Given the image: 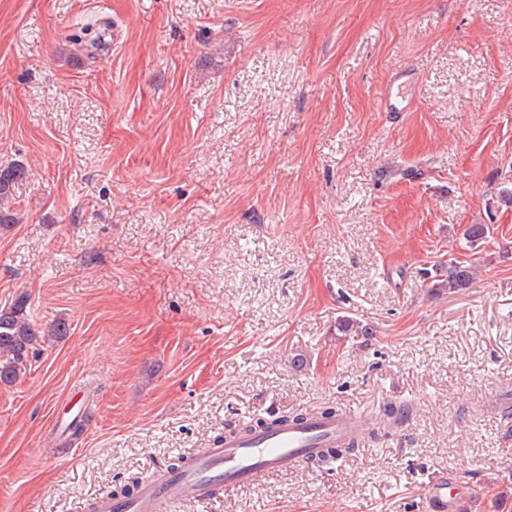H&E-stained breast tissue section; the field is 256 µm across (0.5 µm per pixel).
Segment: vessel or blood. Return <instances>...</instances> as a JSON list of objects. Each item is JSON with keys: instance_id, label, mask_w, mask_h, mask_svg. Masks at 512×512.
<instances>
[{"instance_id": "b4317fda", "label": "vessel or blood", "mask_w": 512, "mask_h": 512, "mask_svg": "<svg viewBox=\"0 0 512 512\" xmlns=\"http://www.w3.org/2000/svg\"><path fill=\"white\" fill-rule=\"evenodd\" d=\"M408 75L389 84L381 106L388 112H404L411 100L405 93ZM364 421L352 410L333 416L310 414L299 422H283L266 430L225 435L202 454L185 458L180 470L155 469L150 481L127 498L102 495L95 512H173L186 502L203 503L218 492L254 481L263 475L302 469L307 457L342 445L360 436ZM469 487L445 480L429 491V512H453L458 500L468 497Z\"/></svg>"}]
</instances>
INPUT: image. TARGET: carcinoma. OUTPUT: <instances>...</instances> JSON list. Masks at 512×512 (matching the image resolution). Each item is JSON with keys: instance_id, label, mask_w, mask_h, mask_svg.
Listing matches in <instances>:
<instances>
[{"instance_id": "cac0c4a2", "label": "carcinoma", "mask_w": 512, "mask_h": 512, "mask_svg": "<svg viewBox=\"0 0 512 512\" xmlns=\"http://www.w3.org/2000/svg\"><path fill=\"white\" fill-rule=\"evenodd\" d=\"M25 175V168L18 163L0 165V232L18 223V214L11 208L10 202L15 183ZM475 280L474 267L450 258L435 267V275L428 278V292L458 293L471 287ZM28 305L29 296L19 294L10 305L0 308V385H12L27 375L31 369L30 356L36 346L67 334L68 328L63 322L48 328L37 327L30 318ZM400 415L402 411L399 408L390 406L384 409L382 415L371 422V438L379 439L385 421ZM358 449L359 445L354 442L341 448H329L314 463V467L324 468L342 462Z\"/></svg>"}]
</instances>
